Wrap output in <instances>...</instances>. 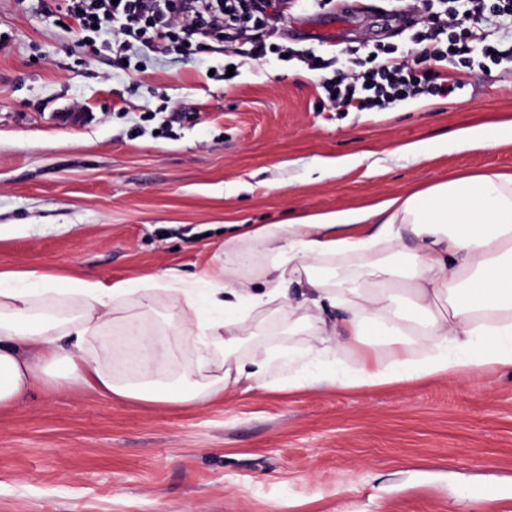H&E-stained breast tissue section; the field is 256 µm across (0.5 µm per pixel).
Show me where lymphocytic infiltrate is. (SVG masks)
Segmentation results:
<instances>
[{
    "label": "lymphocytic infiltrate",
    "mask_w": 512,
    "mask_h": 512,
    "mask_svg": "<svg viewBox=\"0 0 512 512\" xmlns=\"http://www.w3.org/2000/svg\"><path fill=\"white\" fill-rule=\"evenodd\" d=\"M68 14L81 30L95 33L117 25L112 44L127 51L125 41L133 25H140L160 41L216 39L229 45L254 43L255 55L266 53L256 44L253 21L225 11L224 0H69ZM512 20V0H497L486 12L485 0H447L444 10L430 13L413 55L391 56L372 51L358 58V71L332 66L322 57L305 54L302 62L311 70L332 69L323 87L334 108L346 112L383 111L395 102L419 95H450L460 82L443 77L442 62L465 63L484 59L494 63L512 60V42L489 40L484 25L488 16Z\"/></svg>",
    "instance_id": "obj_1"
}]
</instances>
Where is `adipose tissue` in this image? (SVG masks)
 <instances>
[{"label": "adipose tissue", "instance_id": "obj_1", "mask_svg": "<svg viewBox=\"0 0 512 512\" xmlns=\"http://www.w3.org/2000/svg\"><path fill=\"white\" fill-rule=\"evenodd\" d=\"M411 239L406 265L379 260ZM270 257L262 280L243 273L233 254L244 247ZM229 259L203 271L199 287L156 278L75 279L63 288L50 275L0 272V407L38 387L76 383L103 396L174 402L193 408L220 395L226 382L265 388L268 360L245 371L235 357L248 335L245 310L277 303L292 324L312 320L319 343L310 369L289 386L372 387L454 376L475 367L512 369V173L488 170L448 179L378 204L300 216L282 224L240 225L224 240ZM352 258L358 270L330 286L323 261ZM180 295L178 334L196 350L178 385L157 381L154 339L140 340L141 369L116 375L124 345L105 336L129 298L151 307L158 289ZM77 306L54 315L62 299ZM372 335L391 349L384 361L346 363L341 349ZM429 352L413 358L416 343Z\"/></svg>", "mask_w": 512, "mask_h": 512}]
</instances>
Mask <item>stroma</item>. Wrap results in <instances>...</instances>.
Masks as SVG:
<instances>
[{
  "instance_id": "35a3bbf8",
  "label": "stroma",
  "mask_w": 512,
  "mask_h": 512,
  "mask_svg": "<svg viewBox=\"0 0 512 512\" xmlns=\"http://www.w3.org/2000/svg\"><path fill=\"white\" fill-rule=\"evenodd\" d=\"M65 0H0V271L191 284L224 262L229 223L277 224L512 172V138L448 144L512 120V62L381 112L333 110L321 72L203 40L171 59L83 45ZM424 5L291 0L270 43L331 58L407 53ZM182 122L166 124L168 113ZM425 142V157L403 154ZM340 165V176L326 168ZM235 354L272 364L188 409L71 384L0 408V512H512V371L341 389L288 386L316 343L273 304ZM512 137V121L501 125L498 136L489 135L480 127L465 128L452 135V143L459 149H468L475 146L492 148L503 136Z\"/></svg>"
}]
</instances>
